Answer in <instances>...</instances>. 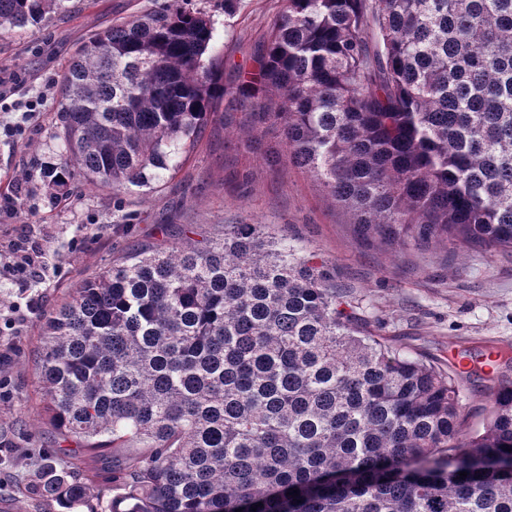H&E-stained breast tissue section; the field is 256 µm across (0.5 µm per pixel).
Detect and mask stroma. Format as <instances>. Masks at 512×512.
<instances>
[{
    "label": "stroma",
    "mask_w": 512,
    "mask_h": 512,
    "mask_svg": "<svg viewBox=\"0 0 512 512\" xmlns=\"http://www.w3.org/2000/svg\"><path fill=\"white\" fill-rule=\"evenodd\" d=\"M170 0H64L39 28L0 32V250L18 241L44 252L45 283L19 286L0 265V512H59L25 494L39 452L67 467L79 453L58 444L41 411L34 361L43 313L66 291L143 244L171 246L222 233L228 224H266L315 254L359 303L371 328L457 375L470 430L480 429L490 382L477 362L485 350H512V251L440 245L433 252L392 250L359 236L349 214L319 183L285 159L279 132L250 140L238 133L250 104L209 124L176 171L151 187L113 197L73 185L54 198L45 168L61 145L53 123L61 75L77 50L112 24L163 9ZM207 12L215 35L210 58L225 76L250 68L281 0H186ZM33 113L26 133L11 122ZM26 316L10 325L14 311Z\"/></svg>",
    "instance_id": "1"
}]
</instances>
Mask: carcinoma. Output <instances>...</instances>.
Here are the masks:
<instances>
[{
    "label": "carcinoma",
    "mask_w": 512,
    "mask_h": 512,
    "mask_svg": "<svg viewBox=\"0 0 512 512\" xmlns=\"http://www.w3.org/2000/svg\"><path fill=\"white\" fill-rule=\"evenodd\" d=\"M60 2L0 0V29ZM281 2L228 83L178 0L97 36L63 73L48 187L149 186L252 100L239 131L278 129L358 235L511 250L512 0ZM358 309L264 224L128 253L41 319L42 411L83 458L44 452L25 492L62 512L109 486L107 512H512V380L470 433L456 378Z\"/></svg>",
    "instance_id": "1"
}]
</instances>
